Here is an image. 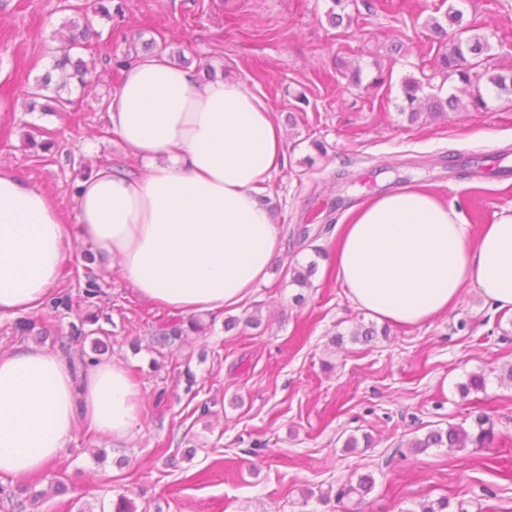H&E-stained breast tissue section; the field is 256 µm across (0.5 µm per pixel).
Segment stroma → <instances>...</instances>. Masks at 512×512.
<instances>
[{
    "label": "stroma",
    "mask_w": 512,
    "mask_h": 512,
    "mask_svg": "<svg viewBox=\"0 0 512 512\" xmlns=\"http://www.w3.org/2000/svg\"><path fill=\"white\" fill-rule=\"evenodd\" d=\"M451 2L489 34L491 67L512 71V0ZM69 3L64 11L60 0H0V165L45 191L75 225L80 169L141 168L103 105L122 83L110 57H143L153 41L186 69L209 65L270 104L288 158L263 191L280 245L265 282L225 308L207 335L170 350L150 344L170 309L141 299L108 259L95 265L105 282L99 305L29 312L55 336L97 318L111 337L108 358L139 384L142 427L123 440L77 430L41 473L0 478V512H12L8 497L21 489L23 512H114L123 495L136 512H417L437 499L512 512V383L501 378L512 366V311L468 288L423 325H387L350 301L333 259L354 208L408 185L455 205L474 239L512 209V102L490 95L487 110H473L469 91L437 74L427 23L443 18L441 0H353L351 24L337 28L331 0H111V18L92 17L95 35L80 51L96 82L73 89L67 111H28L27 88L51 68L85 0ZM355 68L358 88L345 76ZM408 76L423 79L426 93L456 94L460 109L410 122L398 110ZM28 131L51 136L54 148L31 147ZM316 245L327 257H315ZM312 260L309 286L291 284L288 265ZM229 317L240 326L225 329ZM369 323L381 331L375 342L348 340ZM339 332L345 340L333 344ZM187 369L211 403L208 417L191 414ZM478 371L486 389L461 398L459 383ZM474 410L494 421L490 447L410 450L409 441ZM352 434L371 435V446L345 447ZM368 473L375 485L364 500L327 508L302 497Z\"/></svg>",
    "instance_id": "35a3bbf8"
}]
</instances>
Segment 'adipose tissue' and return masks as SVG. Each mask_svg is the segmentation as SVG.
Here are the masks:
<instances>
[{"instance_id": "ef3b65f1", "label": "adipose tissue", "mask_w": 512, "mask_h": 512, "mask_svg": "<svg viewBox=\"0 0 512 512\" xmlns=\"http://www.w3.org/2000/svg\"><path fill=\"white\" fill-rule=\"evenodd\" d=\"M108 120L143 169L103 166L81 183L80 237L117 257L142 298L186 315L243 302L279 246L259 196L287 164L269 104L240 80L203 83L154 55L128 68ZM70 239L54 202L0 167V319L44 304ZM336 277L358 308L395 324L447 312L468 287L512 310V210L474 241L456 207L422 188L376 196L343 231ZM80 421L117 440L139 429V388L121 363H98L78 380L55 351L0 354V477L61 458Z\"/></svg>"}]
</instances>
